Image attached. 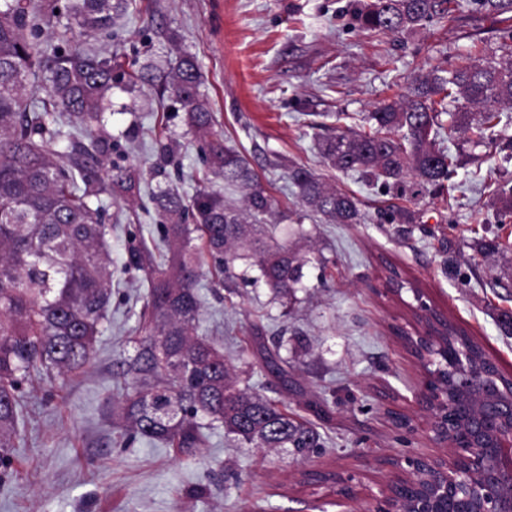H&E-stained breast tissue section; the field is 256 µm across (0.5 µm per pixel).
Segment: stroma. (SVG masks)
Returning <instances> with one entry per match:
<instances>
[{
	"label": "stroma",
	"mask_w": 512,
	"mask_h": 512,
	"mask_svg": "<svg viewBox=\"0 0 512 512\" xmlns=\"http://www.w3.org/2000/svg\"><path fill=\"white\" fill-rule=\"evenodd\" d=\"M355 4L133 0L112 38L94 42L102 56L135 62L156 78L179 57H193L215 132L247 159L274 200L263 223L327 258V269L305 267L289 303L254 283L258 271L246 259L225 279L206 264L198 284L200 334L223 348L255 392L311 421L328 439L324 452L304 459L285 448L263 453L220 429L190 453L143 439L128 445L121 437L111 396L119 361L133 354L126 340L148 292L124 263L132 236L158 233L157 212L144 209L150 194L175 188L190 198L205 186L238 209L245 199L243 188L208 168L156 80L121 84L104 114L113 142L106 163L134 167L143 180L137 198H102L116 284L109 318L91 362L63 388L39 377L28 385L12 472L0 483V512H372L371 493L394 477L386 459L448 456L418 402L426 370L394 333L411 321L417 291L512 375V337L497 323L512 312V221L501 222L487 192L512 178V153L443 132V147L464 164L451 189L418 194L409 177L386 190L337 171L318 145L336 129L362 128L363 116L398 100L412 78L466 53H497L507 23L463 4L415 31L371 33L359 29ZM161 141L178 144L179 167H161ZM294 165L352 194L359 223L329 224L311 212L288 178ZM395 205L409 208L413 223L391 222ZM485 239L500 244L487 258L475 250ZM254 325L262 343L287 358L290 387L262 371L257 355L241 352ZM309 469L349 477L352 498L337 485L306 482Z\"/></svg>",
	"instance_id": "obj_1"
}]
</instances>
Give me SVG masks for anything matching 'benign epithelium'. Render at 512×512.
<instances>
[{
	"instance_id": "benign-epithelium-1",
	"label": "benign epithelium",
	"mask_w": 512,
	"mask_h": 512,
	"mask_svg": "<svg viewBox=\"0 0 512 512\" xmlns=\"http://www.w3.org/2000/svg\"><path fill=\"white\" fill-rule=\"evenodd\" d=\"M441 320L438 313L426 314L405 332L402 344L431 366L434 384H426L419 403L431 414L434 439L445 443L450 421H463L466 428L450 461H406L414 477L404 486L416 490L410 498H402L396 485L379 489L373 498L391 502L390 512L405 501L410 512H512V383L481 373L453 350L440 334Z\"/></svg>"
}]
</instances>
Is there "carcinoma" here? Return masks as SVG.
<instances>
[{"label":"carcinoma","mask_w":512,"mask_h":512,"mask_svg":"<svg viewBox=\"0 0 512 512\" xmlns=\"http://www.w3.org/2000/svg\"><path fill=\"white\" fill-rule=\"evenodd\" d=\"M128 0H0V470L11 468L24 424L25 388L39 375L65 380L91 360L112 303L111 257L102 224L101 195L131 196L139 178L114 166L99 176L112 137L99 128L90 143L85 131L100 124L122 81L112 60L76 39L112 28ZM458 0H367L355 20L366 32L401 33L450 12ZM480 12L507 15L512 0H466ZM64 9L66 23L56 27ZM53 37H41L43 28ZM505 59L460 58L446 69L413 79L399 101L365 116L369 130L338 131L320 144L323 158L342 171H359L385 184L407 175L423 189H444L459 158L437 146L443 129L460 130L476 145L495 143L499 106L512 107V44ZM168 88L184 122L207 148L206 162L224 181L247 190L245 207L203 189L188 202L161 190L153 202L162 224L163 248L154 252L133 239L125 267L148 284L145 311L131 338L134 355L123 362L112 393V413L126 442L142 437L178 448H198L204 429L218 425L255 448H291L307 457L323 447L320 433L260 396L238 387L224 351L199 335L197 282L201 251L219 274L231 273L238 248L281 299L295 294L311 257L257 224L272 199L246 159L212 139L213 113L199 92V72L189 57L171 72ZM456 104L453 112L448 104ZM448 116V125L441 115ZM69 142L66 154L57 147ZM289 178L300 200L330 224H356V199L326 186L296 166ZM491 202L500 218L512 214V185L497 184ZM194 223H187L188 218ZM262 367L288 384L280 354L255 342Z\"/></svg>","instance_id":"cac0c4a2"}]
</instances>
